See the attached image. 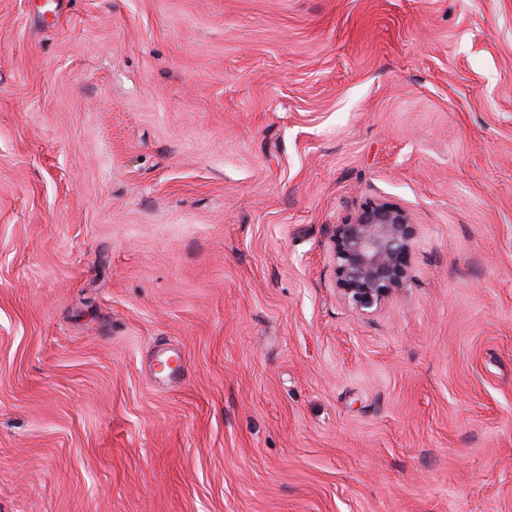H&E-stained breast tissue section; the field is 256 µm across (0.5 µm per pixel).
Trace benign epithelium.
Listing matches in <instances>:
<instances>
[{"label": "benign epithelium", "mask_w": 512, "mask_h": 512, "mask_svg": "<svg viewBox=\"0 0 512 512\" xmlns=\"http://www.w3.org/2000/svg\"><path fill=\"white\" fill-rule=\"evenodd\" d=\"M414 235L408 212L389 201H370L335 225L331 242L336 284L353 308H377L403 284Z\"/></svg>", "instance_id": "7a95c632"}]
</instances>
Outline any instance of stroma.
Instances as JSON below:
<instances>
[{
    "label": "stroma",
    "mask_w": 512,
    "mask_h": 512,
    "mask_svg": "<svg viewBox=\"0 0 512 512\" xmlns=\"http://www.w3.org/2000/svg\"><path fill=\"white\" fill-rule=\"evenodd\" d=\"M0 512H512V0H0ZM414 235L408 212L389 201H370L335 225L336 284L353 308H378L400 288L410 269Z\"/></svg>",
    "instance_id": "obj_1"
}]
</instances>
